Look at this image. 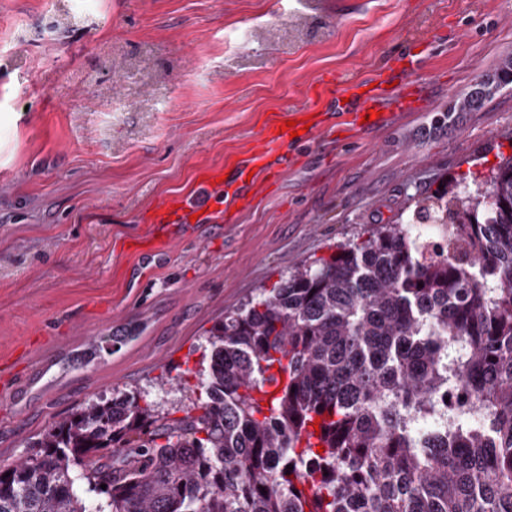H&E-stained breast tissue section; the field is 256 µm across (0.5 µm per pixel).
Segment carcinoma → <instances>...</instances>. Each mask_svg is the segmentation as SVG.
Masks as SVG:
<instances>
[{
    "mask_svg": "<svg viewBox=\"0 0 512 512\" xmlns=\"http://www.w3.org/2000/svg\"><path fill=\"white\" fill-rule=\"evenodd\" d=\"M207 344L199 414L158 433L137 393L91 400L0 466V512H512V156L287 270ZM450 386L477 406L441 428Z\"/></svg>",
    "mask_w": 512,
    "mask_h": 512,
    "instance_id": "carcinoma-1",
    "label": "carcinoma"
}]
</instances>
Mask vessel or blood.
<instances>
[{
  "label": "vessel or blood",
  "instance_id": "vessel-or-blood-1",
  "mask_svg": "<svg viewBox=\"0 0 512 512\" xmlns=\"http://www.w3.org/2000/svg\"><path fill=\"white\" fill-rule=\"evenodd\" d=\"M373 81L374 88L366 91L357 84L341 86L332 81H318L315 89L317 105L289 113L290 119L303 127L302 135L290 136L289 132L281 130V118L272 116L262 126L246 160L231 162L226 169L202 170V183L213 184L224 172H231L233 184L241 194L228 198L226 210L231 214L237 213L249 201L251 194L264 186L271 174L287 168L290 147L309 142L328 126L329 117L323 110L324 104L333 105L346 131L357 136L387 126L395 118L414 109L415 105L424 103L427 95L426 83L409 79L407 66L392 61L385 64ZM371 111L375 112V119L365 121V114Z\"/></svg>",
  "mask_w": 512,
  "mask_h": 512
}]
</instances>
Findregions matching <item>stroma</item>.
I'll list each match as a JSON object with an SVG mask.
<instances>
[{"label": "stroma", "mask_w": 512, "mask_h": 512, "mask_svg": "<svg viewBox=\"0 0 512 512\" xmlns=\"http://www.w3.org/2000/svg\"><path fill=\"white\" fill-rule=\"evenodd\" d=\"M406 35L422 108L321 135L235 220L127 251L160 200L205 198L196 172L246 157L267 114L311 106L320 76L372 77ZM507 57L512 0H0V360L22 359L0 380V466L115 388L183 418L226 313L499 162L512 83L444 113Z\"/></svg>", "instance_id": "35a3bbf8"}]
</instances>
